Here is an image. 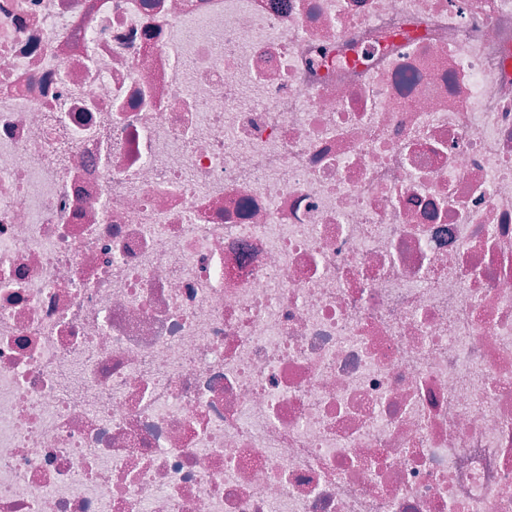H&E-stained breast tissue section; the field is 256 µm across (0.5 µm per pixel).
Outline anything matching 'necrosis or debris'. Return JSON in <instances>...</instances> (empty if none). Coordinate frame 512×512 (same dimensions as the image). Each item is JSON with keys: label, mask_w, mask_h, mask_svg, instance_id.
<instances>
[{"label": "necrosis or debris", "mask_w": 512, "mask_h": 512, "mask_svg": "<svg viewBox=\"0 0 512 512\" xmlns=\"http://www.w3.org/2000/svg\"><path fill=\"white\" fill-rule=\"evenodd\" d=\"M0 512H512V0H0Z\"/></svg>", "instance_id": "1"}]
</instances>
